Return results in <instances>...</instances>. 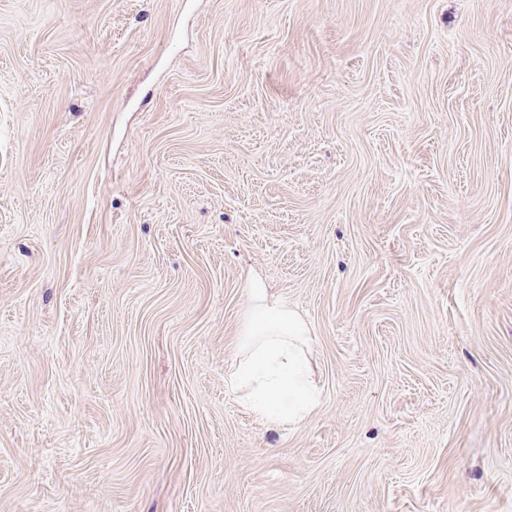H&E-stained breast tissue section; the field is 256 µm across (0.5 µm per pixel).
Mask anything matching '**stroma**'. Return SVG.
Returning <instances> with one entry per match:
<instances>
[{"label": "stroma", "mask_w": 512, "mask_h": 512, "mask_svg": "<svg viewBox=\"0 0 512 512\" xmlns=\"http://www.w3.org/2000/svg\"><path fill=\"white\" fill-rule=\"evenodd\" d=\"M0 512H512V0H0ZM247 288L245 328L227 381L268 424H301L321 404L308 357L309 329L261 282L251 279Z\"/></svg>", "instance_id": "35a3bbf8"}]
</instances>
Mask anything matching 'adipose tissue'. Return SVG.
Listing matches in <instances>:
<instances>
[{
	"instance_id": "1",
	"label": "adipose tissue",
	"mask_w": 512,
	"mask_h": 512,
	"mask_svg": "<svg viewBox=\"0 0 512 512\" xmlns=\"http://www.w3.org/2000/svg\"><path fill=\"white\" fill-rule=\"evenodd\" d=\"M245 328L228 383L271 425H297L320 405L309 363V329L296 312L249 280Z\"/></svg>"
}]
</instances>
